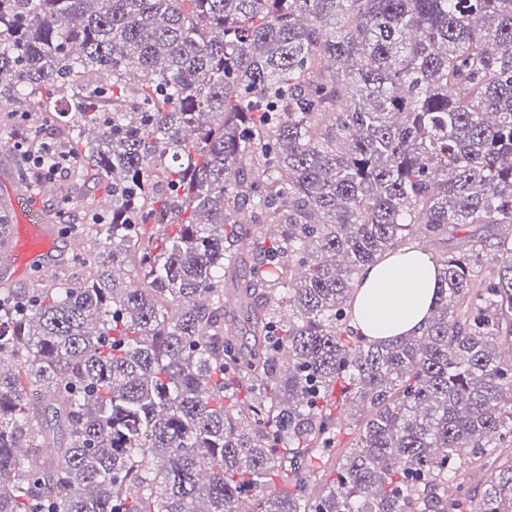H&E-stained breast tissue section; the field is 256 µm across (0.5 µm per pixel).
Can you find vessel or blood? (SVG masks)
<instances>
[{
	"label": "vessel or blood",
	"mask_w": 512,
	"mask_h": 512,
	"mask_svg": "<svg viewBox=\"0 0 512 512\" xmlns=\"http://www.w3.org/2000/svg\"><path fill=\"white\" fill-rule=\"evenodd\" d=\"M0 202L12 210L16 219L10 237L0 243V288H11L51 259L56 228L21 185L6 183Z\"/></svg>",
	"instance_id": "1"
}]
</instances>
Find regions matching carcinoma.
<instances>
[{"label":"carcinoma","instance_id":"obj_1","mask_svg":"<svg viewBox=\"0 0 512 512\" xmlns=\"http://www.w3.org/2000/svg\"><path fill=\"white\" fill-rule=\"evenodd\" d=\"M3 101L112 211L0 297V512H512V0H0ZM459 224L420 334L352 326ZM479 226L476 224L461 225L457 228H450L448 231V244L442 241L425 240L420 245L426 251L430 252L434 259L440 255L446 248L451 249L457 244L461 243L465 236L469 235L472 231H475ZM448 246V247H447Z\"/></svg>","mask_w":512,"mask_h":512}]
</instances>
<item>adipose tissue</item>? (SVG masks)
<instances>
[{
    "instance_id": "ef3b65f1",
    "label": "adipose tissue",
    "mask_w": 512,
    "mask_h": 512,
    "mask_svg": "<svg viewBox=\"0 0 512 512\" xmlns=\"http://www.w3.org/2000/svg\"><path fill=\"white\" fill-rule=\"evenodd\" d=\"M439 286L433 258L420 249L400 248L361 270L353 321L364 335L389 340L421 332Z\"/></svg>"
}]
</instances>
